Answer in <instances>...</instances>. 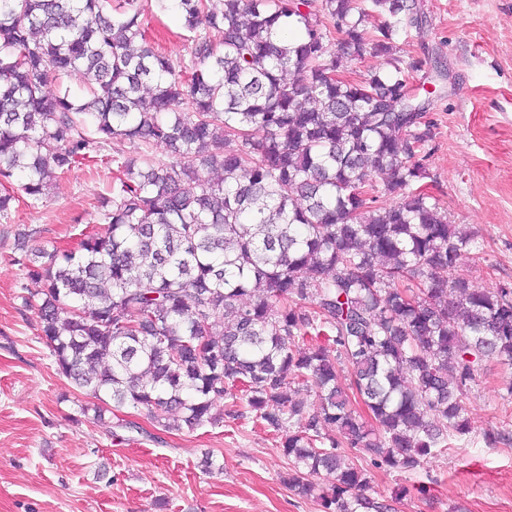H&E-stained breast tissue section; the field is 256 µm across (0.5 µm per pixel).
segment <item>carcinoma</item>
<instances>
[{"mask_svg":"<svg viewBox=\"0 0 512 512\" xmlns=\"http://www.w3.org/2000/svg\"><path fill=\"white\" fill-rule=\"evenodd\" d=\"M153 5L194 34L188 57L146 44ZM421 21L416 0H0V215L15 190L35 207L77 163L129 144L77 250L12 258L41 284L23 307L97 419L144 410L193 431L241 391L322 512L385 510L339 449L412 471L468 433L461 398L481 362L512 366V289L458 273L482 245L418 186L433 127L432 92L411 82L421 63L337 76L343 56L389 57ZM72 74L81 95L47 93Z\"/></svg>","mask_w":512,"mask_h":512,"instance_id":"obj_1","label":"carcinoma"}]
</instances>
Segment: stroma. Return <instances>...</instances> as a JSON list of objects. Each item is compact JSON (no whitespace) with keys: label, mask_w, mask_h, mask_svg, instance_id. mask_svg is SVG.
<instances>
[{"label":"stroma","mask_w":512,"mask_h":512,"mask_svg":"<svg viewBox=\"0 0 512 512\" xmlns=\"http://www.w3.org/2000/svg\"><path fill=\"white\" fill-rule=\"evenodd\" d=\"M417 2L422 23L400 32L394 55L420 62L414 84L437 89L422 185L483 244L460 258V274L512 288V0ZM145 25L158 52L186 55L174 12ZM111 181V166L85 162L43 205L0 217V512H321L290 488L279 437L245 402L221 425L153 438L82 413L89 398L57 372L11 258L23 247L78 248ZM462 404L468 434L413 472L367 467V496L391 512H512V367L484 360ZM209 449L223 472L201 468Z\"/></svg>","instance_id":"35a3bbf8"}]
</instances>
